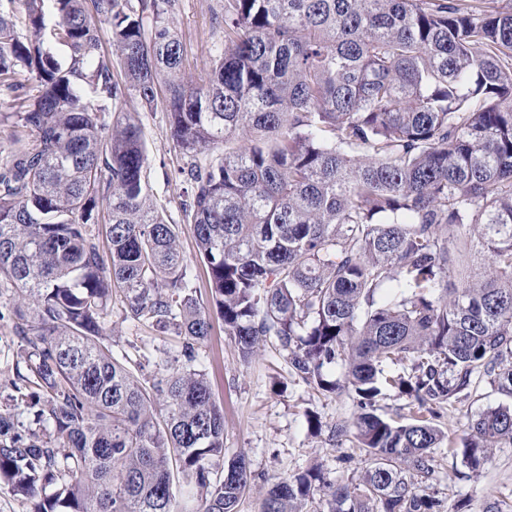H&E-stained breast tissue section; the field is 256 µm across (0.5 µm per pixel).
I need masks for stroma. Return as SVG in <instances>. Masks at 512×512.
Listing matches in <instances>:
<instances>
[{"mask_svg": "<svg viewBox=\"0 0 512 512\" xmlns=\"http://www.w3.org/2000/svg\"><path fill=\"white\" fill-rule=\"evenodd\" d=\"M218 0H179L175 25L184 44L181 76L198 84L205 77L210 55L224 45V29L215 23ZM119 111L136 113L147 144L146 179L150 194L170 223L179 225V243L197 288L206 286V269L194 257V238L185 221L181 204L189 186L187 160L171 138L169 120L163 108L140 111L134 100H126ZM115 349L131 357L150 360L146 373H153L155 361L173 359L180 346L175 336H160L145 325L127 321L121 303H113L107 327ZM199 361L217 404L224 410V448L227 456L244 454L250 470L259 474L242 499L239 512H259L267 487L264 477H284L312 464H323L332 482H354L364 466V457L353 436L334 443L332 428L351 424L357 412L348 390L325 395L293 374L275 341H268L251 362H242L233 341L215 322ZM488 379H476L468 395L440 408L438 425L448 438L438 449L440 480L432 491L447 508L467 504L470 512H484L488 502L512 501V446L495 448L480 473L470 472L456 449L474 416L504 404ZM322 421L321 433H311L306 413Z\"/></svg>", "mask_w": 512, "mask_h": 512, "instance_id": "stroma-1", "label": "stroma"}]
</instances>
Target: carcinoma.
<instances>
[{
    "label": "carcinoma",
    "instance_id": "cac0c4a2",
    "mask_svg": "<svg viewBox=\"0 0 512 512\" xmlns=\"http://www.w3.org/2000/svg\"><path fill=\"white\" fill-rule=\"evenodd\" d=\"M20 2L21 18L0 12V87L18 113L0 161V297L24 363L5 376L0 489L31 512H182L184 481L193 512H239L257 476L224 459L198 365L215 314L243 362L273 338L302 381L357 403L358 482L321 464L266 478L260 512H444L421 489L446 438L435 407L476 373L512 399V5L222 0L224 47L189 85L179 0ZM161 84L193 159L183 212L206 305L151 198L138 119L105 121L128 98L153 110ZM116 297L180 337L182 361L140 379L104 333ZM387 390L406 420L377 413ZM507 445L512 403L471 419L462 462L477 473Z\"/></svg>",
    "mask_w": 512,
    "mask_h": 512
}]
</instances>
